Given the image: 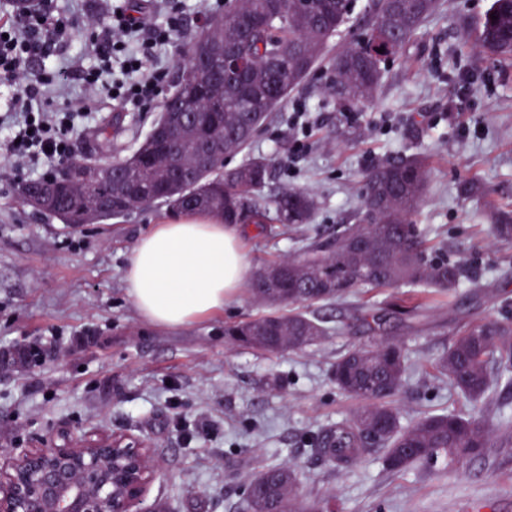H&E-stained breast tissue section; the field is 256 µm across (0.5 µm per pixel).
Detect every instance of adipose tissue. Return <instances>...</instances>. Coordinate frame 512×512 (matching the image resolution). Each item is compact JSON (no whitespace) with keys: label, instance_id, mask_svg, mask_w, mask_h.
Instances as JSON below:
<instances>
[{"label":"adipose tissue","instance_id":"obj_1","mask_svg":"<svg viewBox=\"0 0 512 512\" xmlns=\"http://www.w3.org/2000/svg\"><path fill=\"white\" fill-rule=\"evenodd\" d=\"M240 239L237 225L197 216L157 225L141 238L124 274L138 313L179 327L222 310L246 281Z\"/></svg>","mask_w":512,"mask_h":512}]
</instances>
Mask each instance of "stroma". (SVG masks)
Here are the masks:
<instances>
[{"label": "stroma", "mask_w": 512, "mask_h": 512, "mask_svg": "<svg viewBox=\"0 0 512 512\" xmlns=\"http://www.w3.org/2000/svg\"><path fill=\"white\" fill-rule=\"evenodd\" d=\"M491 3L440 0L386 61L374 96L352 122L329 89L333 58L362 32L350 20L249 146L224 161L234 168L272 159L263 199L297 188L316 201L310 223L247 225L242 248L253 274L358 223L361 180L373 166L424 157L429 179L411 222L440 256L463 264L465 278L452 299L432 301L415 318L397 306V289L358 288L346 302L310 308L327 322V336L279 355L225 336V323L264 312L245 289L190 324H151L129 297L124 272L140 239L172 214L159 206L101 224H64L18 202L20 178L0 159V449L72 428L148 440L157 468L148 494L154 512H245L244 483L284 463L294 465L303 497L323 501L327 512H512V372L498 376L479 406L431 377L458 326L512 317V244L492 239L482 203L459 192L463 181L476 180L512 208V69L501 71L467 48L458 26ZM301 100L317 114L303 137L290 119ZM91 107L73 153L98 162L127 156L161 111L98 98ZM106 124L105 144L98 130ZM299 139L307 149L292 165ZM474 280L484 283L481 293L472 292ZM368 303L387 310L380 336L406 354L395 402L402 424L428 413L481 415L493 425L490 455L452 470L418 464L395 474L379 453L339 468L308 443L358 407L338 391L332 370L337 357L371 338L360 319ZM38 340L55 352L34 367L11 361L17 346Z\"/></svg>", "instance_id": "stroma-1"}]
</instances>
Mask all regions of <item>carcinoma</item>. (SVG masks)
<instances>
[{
  "instance_id": "cac0c4a2",
  "label": "carcinoma",
  "mask_w": 512,
  "mask_h": 512,
  "mask_svg": "<svg viewBox=\"0 0 512 512\" xmlns=\"http://www.w3.org/2000/svg\"><path fill=\"white\" fill-rule=\"evenodd\" d=\"M439 7V0H369L363 37L333 59L331 92L342 111L372 98L383 75L381 53L395 54ZM354 0H315L308 11L285 12L280 0H224V11L208 22L207 39L243 54L245 66L224 83L209 87L191 68L200 36L178 48L177 91L184 122L173 131L168 153L148 133L132 151L112 162L117 180L57 190L39 212L64 224L87 223L106 198L112 216L162 205L178 215H199L222 224H263L267 204L257 193L271 166L259 157L224 168V158L243 150L269 114L309 75L327 41L346 25ZM496 19H491V16ZM475 48L493 63L512 62V0H493L479 20ZM429 176L425 159L410 155L379 164L361 187L366 223L348 224L336 236L309 244L295 258L272 261L255 275L250 291L268 313L224 326V335L244 347L269 353L296 351L328 335L307 309L340 301L355 288L408 286L453 293L464 270L438 258L410 222L419 209ZM467 199L483 200L476 181L460 186ZM283 224H307L316 202L307 192L286 189L273 200ZM489 231L512 243V212L487 213ZM441 376L469 401L483 402L495 370L512 369V319L490 318L460 328L439 358ZM405 357L395 343L379 340L336 359L337 389L360 407L353 417L315 434L317 452L349 466L378 448L386 469L401 473L416 464L443 460L453 468L485 455L492 428L474 415L427 414L403 425L394 399L403 387ZM246 512H322L301 500L296 470L268 467L243 488Z\"/></svg>"
}]
</instances>
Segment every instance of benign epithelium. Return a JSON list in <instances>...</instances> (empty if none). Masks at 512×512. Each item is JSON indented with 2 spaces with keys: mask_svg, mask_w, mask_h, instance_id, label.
<instances>
[{
  "mask_svg": "<svg viewBox=\"0 0 512 512\" xmlns=\"http://www.w3.org/2000/svg\"><path fill=\"white\" fill-rule=\"evenodd\" d=\"M87 183L112 179V164L71 165ZM153 450L123 434H60L54 446L18 445L0 455V512H150Z\"/></svg>",
  "mask_w": 512,
  "mask_h": 512,
  "instance_id": "7a95c632",
  "label": "benign epithelium"
}]
</instances>
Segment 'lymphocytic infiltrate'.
Here are the masks:
<instances>
[{
    "label": "lymphocytic infiltrate",
    "instance_id": "1",
    "mask_svg": "<svg viewBox=\"0 0 512 512\" xmlns=\"http://www.w3.org/2000/svg\"><path fill=\"white\" fill-rule=\"evenodd\" d=\"M102 20L94 22L91 39L70 46L68 58L57 51L73 27L55 0H40L36 8L18 10L0 21V82L13 89L0 125L10 133L0 144V157L27 178L51 175L68 163L72 135L88 108H74L65 91L72 81L91 91H106L108 101L146 108L166 78L153 65L158 48L168 46L181 30V9L172 5L166 27L150 23L143 11H116L105 0ZM42 74L28 80L32 63Z\"/></svg>",
    "mask_w": 512,
    "mask_h": 512
}]
</instances>
